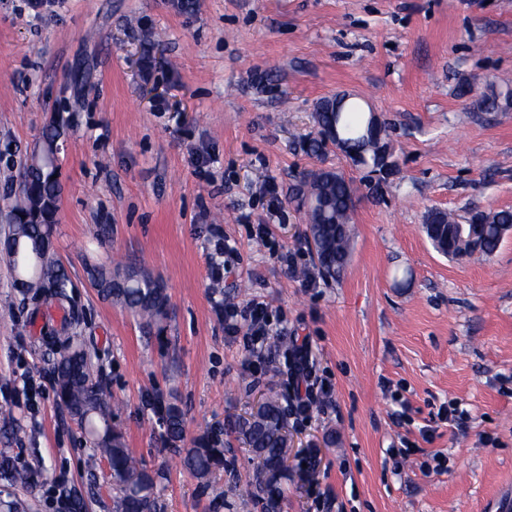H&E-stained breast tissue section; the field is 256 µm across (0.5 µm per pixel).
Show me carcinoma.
<instances>
[{
  "label": "carcinoma",
  "instance_id": "1",
  "mask_svg": "<svg viewBox=\"0 0 512 512\" xmlns=\"http://www.w3.org/2000/svg\"><path fill=\"white\" fill-rule=\"evenodd\" d=\"M486 112L512 106V82L491 84L489 92L479 100ZM339 122L342 138L351 149L365 154L360 163H373V151L365 142L367 120L357 103L348 101L341 116L320 104L315 112L317 131L310 138L311 151L326 150L322 129ZM59 164L51 161L29 165L22 196L13 207V222L4 240L14 279L31 282L34 312L40 307L55 306L63 311L53 341H61L60 359L54 369V381L59 401L84 426L93 445V456L107 460L112 484L117 492L115 512H157L158 484L163 473L147 467L127 446L120 429L112 425L111 401L96 380L91 359L79 343L76 327L82 314L67 301L73 284L64 267L53 257L51 242L55 212L61 187L55 174ZM303 195L315 202L308 214V242L315 253L322 275L337 278L346 266L352 250V229L349 224L355 188L353 181L333 169L311 174L305 182ZM470 221L486 224L481 251L467 257L493 255L501 239L493 229L495 224H512V210H476ZM132 269L120 262L113 266H95L89 272L90 286L104 299L111 300L139 317L145 327L163 330L168 318L169 304L166 289L157 279L142 273L138 278L121 279ZM164 423L169 432L182 431V414L173 407L165 409ZM245 440L258 459L259 476L255 504L261 512H280L282 484L287 478L286 461L290 451L287 420L278 401L267 400L263 408L246 423ZM224 447L217 439L199 443L186 450L184 464L199 477H206L221 465Z\"/></svg>",
  "mask_w": 512,
  "mask_h": 512
}]
</instances>
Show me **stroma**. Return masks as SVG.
Segmentation results:
<instances>
[{"mask_svg": "<svg viewBox=\"0 0 512 512\" xmlns=\"http://www.w3.org/2000/svg\"><path fill=\"white\" fill-rule=\"evenodd\" d=\"M504 78L512 0H63L40 17L27 0H0V234L47 126L63 124L54 251L113 421L165 474L158 512H260L239 427L256 398L288 384L275 369L251 382L242 339L214 308L251 299L286 319L273 356L310 337L335 386L332 409L288 427L281 512H500L512 500V236L490 257L457 261L422 231L433 209H512V108L477 105ZM343 92L386 124L394 168L379 181L342 153L306 149L318 104ZM327 167L359 187L353 248L339 279L311 285L296 188ZM270 181L294 273L251 234ZM215 225L239 253L220 282L208 261ZM119 256L162 280L163 332L90 287L89 269ZM30 313L0 255V461L30 476H0V512H113L109 467L54 391L59 353L45 338L60 315ZM451 400L464 423L423 438ZM171 402L184 414L177 442L161 423ZM205 437L223 440L225 465L200 479L181 458ZM306 452L310 476L298 468ZM437 457L446 471H432Z\"/></svg>", "mask_w": 512, "mask_h": 512, "instance_id": "stroma-1", "label": "stroma"}]
</instances>
